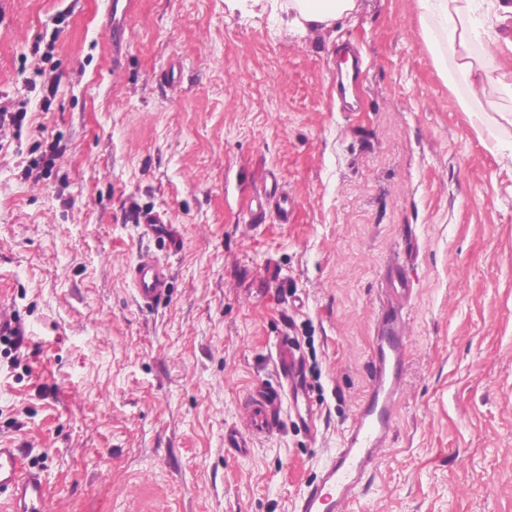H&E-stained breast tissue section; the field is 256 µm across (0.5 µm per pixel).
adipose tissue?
<instances>
[{"label": "adipose tissue", "mask_w": 512, "mask_h": 512, "mask_svg": "<svg viewBox=\"0 0 512 512\" xmlns=\"http://www.w3.org/2000/svg\"><path fill=\"white\" fill-rule=\"evenodd\" d=\"M423 20L432 23L436 33L456 58V67L465 77L471 99L488 90L512 96V68L491 67L474 57L470 48L477 42L498 38L499 26L512 20V0H417ZM356 0H289L292 25L298 28L329 24L336 17L352 12Z\"/></svg>", "instance_id": "1"}]
</instances>
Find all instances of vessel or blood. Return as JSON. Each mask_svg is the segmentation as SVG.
<instances>
[{
	"mask_svg": "<svg viewBox=\"0 0 512 512\" xmlns=\"http://www.w3.org/2000/svg\"><path fill=\"white\" fill-rule=\"evenodd\" d=\"M128 275L135 299L144 308L166 295L171 277L169 265L150 253L140 254ZM395 280L397 304L388 308L379 322L370 361V388L344 429L336 452L296 498L294 512H347L389 445L407 351L397 308L410 297L404 275H396ZM298 366L294 340L282 337L277 346L275 381L254 385L250 390L245 421L225 432V448L242 454L254 440L276 432L287 399L293 402L305 429L313 430L315 409ZM22 459V449L0 443V491L10 494L7 512H47L42 479L25 470Z\"/></svg>",
	"mask_w": 512,
	"mask_h": 512,
	"instance_id": "b4317fda",
	"label": "vessel or blood"
}]
</instances>
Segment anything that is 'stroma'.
Returning <instances> with one entry per match:
<instances>
[{
    "mask_svg": "<svg viewBox=\"0 0 512 512\" xmlns=\"http://www.w3.org/2000/svg\"><path fill=\"white\" fill-rule=\"evenodd\" d=\"M288 2L0 0V95L27 104L0 138V302L26 336L0 343V441L49 512H293L367 392L399 268L402 396L347 512H512V126L478 136L417 0L304 34ZM275 184L290 221L251 223ZM144 252L172 268L151 309L126 274ZM284 335L318 433L286 407L232 454Z\"/></svg>",
    "mask_w": 512,
    "mask_h": 512,
    "instance_id": "35a3bbf8",
    "label": "stroma"
}]
</instances>
